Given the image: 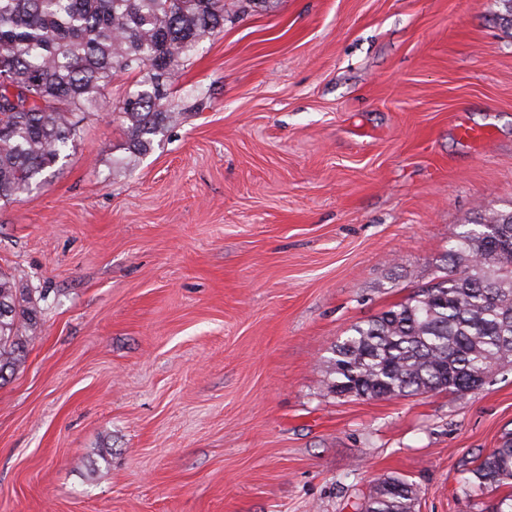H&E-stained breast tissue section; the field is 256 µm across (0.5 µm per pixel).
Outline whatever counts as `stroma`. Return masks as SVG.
I'll return each instance as SVG.
<instances>
[{"label":"stroma","instance_id":"35a3bbf8","mask_svg":"<svg viewBox=\"0 0 512 512\" xmlns=\"http://www.w3.org/2000/svg\"><path fill=\"white\" fill-rule=\"evenodd\" d=\"M500 0H265L180 66L131 152L117 76L48 182L0 202L41 329L0 385V512H483L512 369L394 399L326 388L336 340L429 285L512 206ZM487 127L479 143L460 125ZM416 490L412 484L396 477L379 483L365 512H413Z\"/></svg>","mask_w":512,"mask_h":512}]
</instances>
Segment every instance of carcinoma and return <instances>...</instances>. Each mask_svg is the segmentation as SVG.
<instances>
[{"label": "carcinoma", "instance_id": "1", "mask_svg": "<svg viewBox=\"0 0 512 512\" xmlns=\"http://www.w3.org/2000/svg\"><path fill=\"white\" fill-rule=\"evenodd\" d=\"M237 0H0V201L39 188L75 146L77 117L118 73H139L122 99L129 147L151 148L171 113L163 87ZM436 282L349 327L326 360L328 390L362 399L465 395L512 366V209L482 208L448 249ZM41 329L32 293L0 271V382ZM468 484L512 481V433L469 470ZM416 490L379 483L365 512H413Z\"/></svg>", "mask_w": 512, "mask_h": 512}]
</instances>
